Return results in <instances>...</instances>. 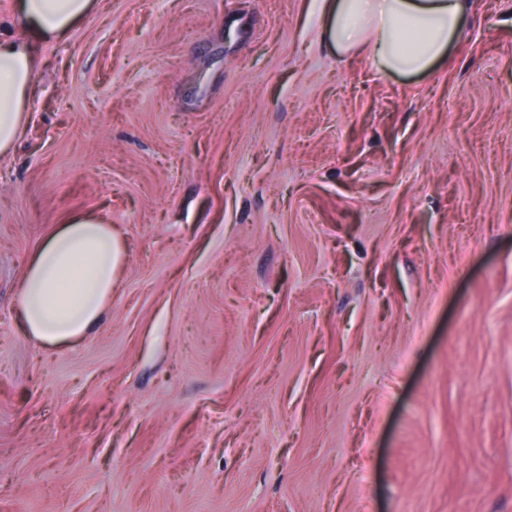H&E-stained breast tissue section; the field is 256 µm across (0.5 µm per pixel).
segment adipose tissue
I'll return each instance as SVG.
<instances>
[{
  "label": "adipose tissue",
  "mask_w": 512,
  "mask_h": 512,
  "mask_svg": "<svg viewBox=\"0 0 512 512\" xmlns=\"http://www.w3.org/2000/svg\"><path fill=\"white\" fill-rule=\"evenodd\" d=\"M93 0H20L22 41L0 35V156L27 127L38 44L66 35ZM469 0H322L337 53L367 52L379 74H423L447 55L468 20ZM124 250L105 220L87 213L61 225L31 257L20 286L25 335L56 347L86 336L112 298Z\"/></svg>",
  "instance_id": "adipose-tissue-1"
}]
</instances>
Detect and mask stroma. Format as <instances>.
<instances>
[{"mask_svg":"<svg viewBox=\"0 0 512 512\" xmlns=\"http://www.w3.org/2000/svg\"><path fill=\"white\" fill-rule=\"evenodd\" d=\"M321 0H95L0 159V512H512V0L428 74ZM126 260L25 336L69 217ZM124 250L112 225L96 215L62 224L31 257L20 286L18 314L25 335L56 347L86 336L112 299Z\"/></svg>","mask_w":512,"mask_h":512,"instance_id":"stroma-1","label":"stroma"}]
</instances>
